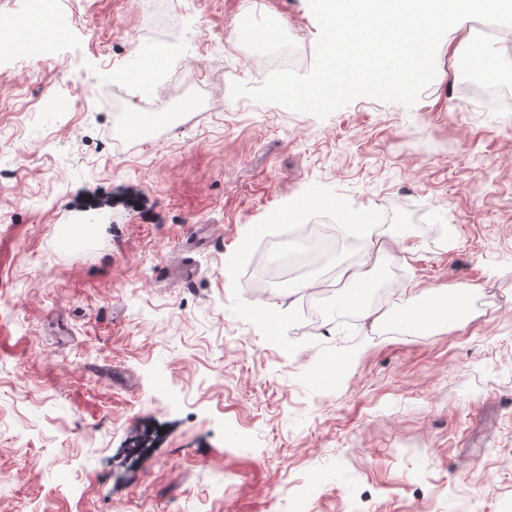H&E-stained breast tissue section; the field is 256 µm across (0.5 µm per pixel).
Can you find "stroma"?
<instances>
[{
  "mask_svg": "<svg viewBox=\"0 0 512 512\" xmlns=\"http://www.w3.org/2000/svg\"><path fill=\"white\" fill-rule=\"evenodd\" d=\"M168 2L56 0L0 59V512H512V103L463 86L473 21L413 106L320 118L231 95L288 50L311 69L308 0ZM125 103L156 121L123 134ZM313 222L410 230L256 295ZM340 277H346L349 282L353 283V288L346 295L344 305L347 308H361L363 288H367L364 282V274L361 271H353L348 266L341 267L338 271Z\"/></svg>",
  "mask_w": 512,
  "mask_h": 512,
  "instance_id": "obj_1",
  "label": "stroma"
}]
</instances>
